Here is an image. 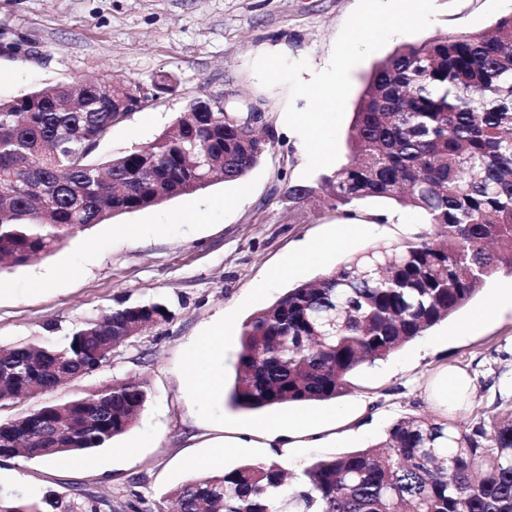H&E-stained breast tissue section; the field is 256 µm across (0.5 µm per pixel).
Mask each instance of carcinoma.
<instances>
[{"label":"carcinoma","mask_w":512,"mask_h":512,"mask_svg":"<svg viewBox=\"0 0 512 512\" xmlns=\"http://www.w3.org/2000/svg\"><path fill=\"white\" fill-rule=\"evenodd\" d=\"M135 86L107 79L35 88L0 100V264L48 255L113 216L191 195L220 175L241 183L270 144L244 138L207 98L152 143L94 163ZM349 161L288 202L319 193L356 218L386 199L421 212L426 230L353 255L299 284L243 324L229 401L235 408L335 400L349 378L404 349L512 275V15L489 30L404 43L377 65L349 132ZM34 181L51 214L21 192ZM158 303L89 318L65 336L0 347V404L56 388L57 370L88 375L115 348L167 318ZM149 399L141 378L114 381L0 422L6 458L78 461L124 434ZM114 512L112 501L54 492L0 498V512ZM158 512H512V410L467 425L407 417L368 448L319 459L293 478L269 460L203 471Z\"/></svg>","instance_id":"obj_1"}]
</instances>
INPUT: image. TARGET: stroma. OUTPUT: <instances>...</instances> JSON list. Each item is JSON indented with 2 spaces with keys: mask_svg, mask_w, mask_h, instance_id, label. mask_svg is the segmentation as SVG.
<instances>
[{
  "mask_svg": "<svg viewBox=\"0 0 512 512\" xmlns=\"http://www.w3.org/2000/svg\"><path fill=\"white\" fill-rule=\"evenodd\" d=\"M358 0H0V100L48 84L118 78L145 95L141 108L113 125L92 161L151 143L185 112L191 100L224 96L227 103L258 106L274 133L265 157L243 183L213 181L187 196L114 216L70 238L56 252L19 266L0 268V346L38 338L62 342L72 329L103 311L158 302L170 312L113 352L92 374L60 385L40 398L0 407L6 421L40 401L64 400L96 387L140 377L149 400L136 423L94 453L99 470L87 473L36 459L0 458V495L26 503L46 492L78 489L111 499L119 512H158L170 491L206 468L211 440L248 436V448H230L224 465L274 459L297 472L311 462L379 443L390 426L412 416L452 412L462 423L501 412L512 400V308L499 297L512 290V276L498 274L465 307L405 349L358 369L349 391L333 401L275 406L261 412L228 402L245 321L288 288L310 282L342 262L384 242L422 231V215L386 200L359 209L362 233L348 251L332 252L320 264H302L274 279L299 243L334 233L339 212L309 204L289 206L284 191L301 181L305 149L285 123L288 90L264 87L254 71L262 55L307 60L309 72L330 62L335 41ZM432 24L419 41L491 28L512 14V0H434ZM393 36L351 72L352 89L338 135V164L349 159L348 134L373 68L404 43ZM172 90L155 87L161 75ZM306 106L305 99L293 102ZM386 216L383 224L375 216ZM117 224L141 229L131 241ZM492 314L479 329L461 333L475 310ZM224 337L214 354L200 351L202 337ZM222 379L213 395L193 392L189 372ZM470 379L463 399L438 395L443 372ZM355 407V414L313 448H266L257 429L279 418ZM136 444L134 455L122 454Z\"/></svg>",
  "mask_w": 512,
  "mask_h": 512,
  "instance_id": "1",
  "label": "stroma"
}]
</instances>
